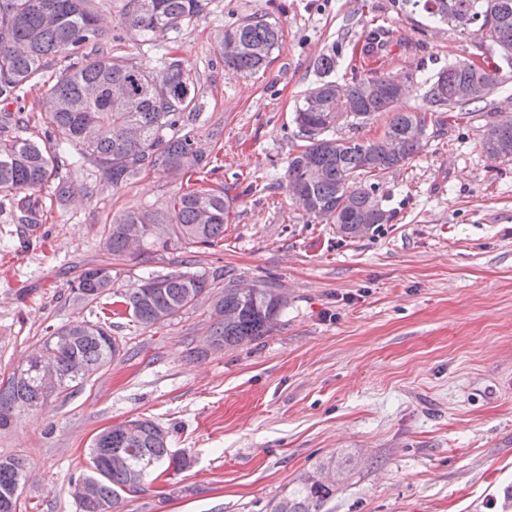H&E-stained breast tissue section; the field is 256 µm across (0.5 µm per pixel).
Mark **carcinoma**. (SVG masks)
<instances>
[{"mask_svg": "<svg viewBox=\"0 0 512 512\" xmlns=\"http://www.w3.org/2000/svg\"><path fill=\"white\" fill-rule=\"evenodd\" d=\"M100 2L0 0V104L17 106L13 112H0V199L31 228L39 225L35 194L54 179L59 194L70 189L57 179L53 148L75 151L74 164L92 161L114 187L147 168L193 174L210 164L194 138L173 132L200 112L182 62L170 57L155 71L135 57L103 52ZM121 2L124 25L147 41L179 33L206 6L204 0ZM402 5L462 35L471 34V25H477V38L512 66V0H402ZM225 39L236 44V51L226 54L219 49L224 68L247 74L270 63L282 29L263 16L253 17L227 29ZM389 39L390 32L383 28L369 31L364 53L383 51ZM53 62L61 64L49 87L54 109L43 134L22 136L19 131L27 128L28 120L18 104ZM498 72L497 67L491 70L466 60L450 63L429 79L426 108L413 112L393 111L400 94L388 74L353 76L343 86L342 102L336 100V82L320 81L294 113L303 145L288 160L289 193L300 195L299 205L308 216L336 224L341 236H367L394 218L382 205L381 179L425 147L427 136L416 138L414 131L424 129L431 118L442 120L446 112L488 102L498 88ZM383 115L386 122L378 139L331 135L343 121L358 129ZM481 145L511 159L512 120L485 125ZM232 204L224 189L201 186L171 197L165 215L129 211L109 225L104 239L108 258L85 268L71 285L75 300L100 305L101 316L96 322L74 320L54 328L40 347L46 351L44 360H28L23 378L16 382L10 376L0 383V429L10 426L15 412L46 403L41 388L45 372L56 374L62 380L59 393L68 395L119 356L121 342L111 331L116 319L152 327L207 301L212 349L230 350L269 335L287 298L266 282L244 286L233 278L176 268L132 287L114 289L115 259L135 260L184 245L204 249L221 245ZM149 224L163 225L165 239L147 233ZM76 369L82 371L79 378L73 374ZM130 423L140 436H126ZM190 465V457L169 448L167 432L154 421L134 418L114 425L96 435L89 448L87 473L79 478L92 485L94 499L78 506L79 512H98L100 504L109 512H119L125 496L144 491L151 475L159 478ZM354 466L351 459L343 465L321 464L301 476L272 512H322ZM24 480L21 460L0 458V512H17Z\"/></svg>", "mask_w": 512, "mask_h": 512, "instance_id": "1", "label": "carcinoma"}]
</instances>
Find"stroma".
<instances>
[{
	"instance_id": "stroma-1",
	"label": "stroma",
	"mask_w": 512,
	"mask_h": 512,
	"mask_svg": "<svg viewBox=\"0 0 512 512\" xmlns=\"http://www.w3.org/2000/svg\"><path fill=\"white\" fill-rule=\"evenodd\" d=\"M267 16L284 32L265 70L224 69L218 49L236 21ZM103 48L153 69L178 55L202 105L187 132L219 167L207 184L235 203L216 249L184 247L115 261V288L193 271L272 281L288 303L269 336L207 348V305L150 328L122 322L125 353L77 392L17 412L0 457L23 461L18 512H77L70 477L94 436L135 417L163 427L189 468L128 496L123 512H270L320 462L358 459L325 512H512V161L483 151L482 127L512 117V68L489 103L428 129L424 150L382 180L394 219L339 237L291 199L285 172L300 143L296 105L336 55L331 77L391 74L396 109L425 104L426 80L487 46L411 13L401 0H208L177 38L124 33L114 0ZM390 30L386 56L362 52ZM121 42H114V35ZM71 189L39 194L29 230L0 208V380L40 347L48 327L98 317L71 283L104 259L105 230L124 212L164 210L182 180L146 170L115 187L92 162L67 169Z\"/></svg>"
}]
</instances>
